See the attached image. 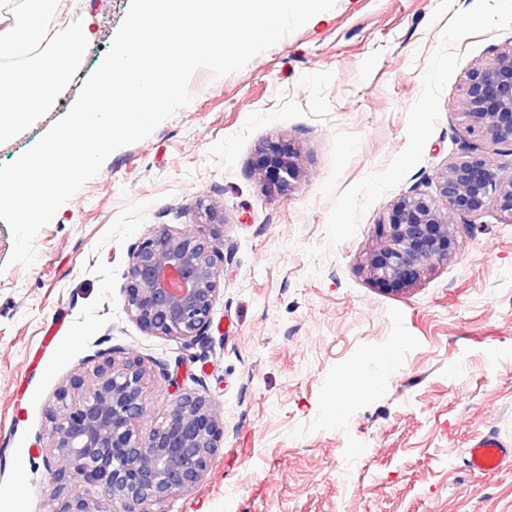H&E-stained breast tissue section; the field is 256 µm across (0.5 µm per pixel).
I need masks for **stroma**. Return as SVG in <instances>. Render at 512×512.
I'll use <instances>...</instances> for the list:
<instances>
[{
  "label": "stroma",
  "instance_id": "35a3bbf8",
  "mask_svg": "<svg viewBox=\"0 0 512 512\" xmlns=\"http://www.w3.org/2000/svg\"><path fill=\"white\" fill-rule=\"evenodd\" d=\"M474 0H335L243 69L191 77V103L144 140L113 152L41 228L30 267L9 265L0 220V512H53L45 490L63 461L48 411L70 378L107 357L149 370L145 427L181 392L206 394L224 444L167 512H512V467L469 470L470 440L512 441V224L488 209L456 217V246L411 289L391 292L365 268L375 226L411 191L445 206L438 175L480 144L503 180L512 153L476 141L458 102L466 71L512 45V30L466 37L422 160L372 204L356 235L325 245L335 132L359 148L339 189L385 167L407 143L421 74L455 12ZM130 0H85L96 38L65 101L0 144L16 161L64 116L99 67ZM293 145L291 191L254 174L267 141ZM224 210L206 223L202 205ZM221 243L224 288L202 338L143 332L125 309L129 252L158 225ZM320 275H311L312 265ZM380 380L372 396H336L338 376Z\"/></svg>",
  "mask_w": 512,
  "mask_h": 512
}]
</instances>
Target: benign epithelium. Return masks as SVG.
<instances>
[{"label":"benign epithelium","mask_w":512,"mask_h":512,"mask_svg":"<svg viewBox=\"0 0 512 512\" xmlns=\"http://www.w3.org/2000/svg\"><path fill=\"white\" fill-rule=\"evenodd\" d=\"M460 107L469 132L512 147V46L465 75ZM254 170L269 187L287 192L300 175L289 145L268 141ZM448 211L422 193L399 197L377 224L380 245L366 259L370 278L395 291L416 285L455 248V216L474 223L491 207L512 224V180H502L483 155L454 161L439 174ZM224 253L202 237L154 229L133 247L124 286L130 317L146 333L194 341L211 326L224 284ZM147 369L138 359L107 358L89 376L76 375L57 394L63 410L50 411L52 451L72 470L51 473L49 496H66L56 512H93L79 488L98 484L120 512H161L173 496L195 487L224 444V421L211 399L183 392L166 420L140 432L146 413Z\"/></svg>","instance_id":"1"}]
</instances>
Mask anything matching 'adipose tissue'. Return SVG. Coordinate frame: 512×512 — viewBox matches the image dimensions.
I'll return each mask as SVG.
<instances>
[{
	"label": "adipose tissue",
	"mask_w": 512,
	"mask_h": 512,
	"mask_svg": "<svg viewBox=\"0 0 512 512\" xmlns=\"http://www.w3.org/2000/svg\"><path fill=\"white\" fill-rule=\"evenodd\" d=\"M75 2L0 0V142L48 111L80 68L95 37L92 17L63 32L53 27Z\"/></svg>",
	"instance_id": "1"
}]
</instances>
